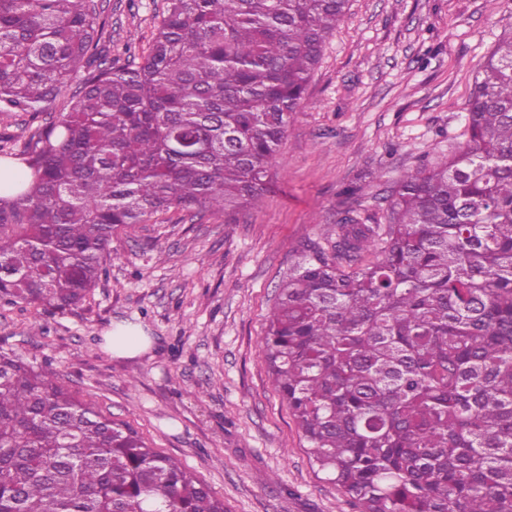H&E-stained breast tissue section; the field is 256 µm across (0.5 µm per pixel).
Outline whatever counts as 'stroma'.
<instances>
[{
  "mask_svg": "<svg viewBox=\"0 0 512 512\" xmlns=\"http://www.w3.org/2000/svg\"><path fill=\"white\" fill-rule=\"evenodd\" d=\"M113 58L141 56L164 0H92ZM512 37V0H349L288 129L285 170L234 214L173 210L112 238L108 275L64 313L0 306V347L57 372L224 501L226 512H360L309 460L259 352L299 244L347 203L380 223L385 189L462 141L484 57ZM137 325L152 347L112 355Z\"/></svg>",
  "mask_w": 512,
  "mask_h": 512,
  "instance_id": "1",
  "label": "stroma"
}]
</instances>
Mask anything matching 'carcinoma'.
I'll return each mask as SVG.
<instances>
[{
  "label": "carcinoma",
  "instance_id": "cac0c4a2",
  "mask_svg": "<svg viewBox=\"0 0 512 512\" xmlns=\"http://www.w3.org/2000/svg\"><path fill=\"white\" fill-rule=\"evenodd\" d=\"M348 0H165L140 61L91 0H0V112L39 126L0 179V303L65 311L121 227L229 214L280 147ZM465 140L300 245L260 352L309 456L360 512H512V40L480 64ZM376 259L364 261L367 253ZM0 512H224V501L0 349Z\"/></svg>",
  "mask_w": 512,
  "mask_h": 512
}]
</instances>
